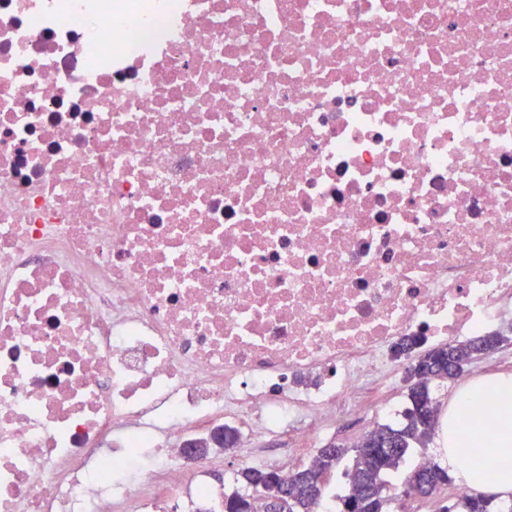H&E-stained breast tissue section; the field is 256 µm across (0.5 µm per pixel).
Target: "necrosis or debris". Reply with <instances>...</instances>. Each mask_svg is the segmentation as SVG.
<instances>
[{"label": "necrosis or debris", "mask_w": 512, "mask_h": 512, "mask_svg": "<svg viewBox=\"0 0 512 512\" xmlns=\"http://www.w3.org/2000/svg\"><path fill=\"white\" fill-rule=\"evenodd\" d=\"M512 313V0H0V512H182L393 348Z\"/></svg>", "instance_id": "necrosis-or-debris-1"}]
</instances>
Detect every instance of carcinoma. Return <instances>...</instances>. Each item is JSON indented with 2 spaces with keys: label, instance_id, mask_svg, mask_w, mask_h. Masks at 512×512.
<instances>
[{
  "label": "carcinoma",
  "instance_id": "obj_1",
  "mask_svg": "<svg viewBox=\"0 0 512 512\" xmlns=\"http://www.w3.org/2000/svg\"><path fill=\"white\" fill-rule=\"evenodd\" d=\"M498 339L499 335L489 333L468 342L438 344L420 353L414 360L416 378L409 387L410 407L404 412V421L396 426L380 424L352 447L329 444L317 449L307 466L298 470L302 491L284 500L282 512H318L324 497L325 474L348 458L351 462L344 472L346 493L339 496L342 512H384L386 499L382 487L386 485V477L398 471L409 449L425 444L437 426L438 416L429 419L420 411L421 401L433 399L431 383L448 379L449 364L473 356ZM421 478L428 479L434 490L451 482L448 470L434 463L415 468L406 477V484ZM237 482L239 488L224 494L227 512H240L244 491L262 497L282 491L277 477L263 466L241 468ZM440 512H512V504L503 506L489 498L468 495L442 507Z\"/></svg>",
  "mask_w": 512,
  "mask_h": 512
}]
</instances>
